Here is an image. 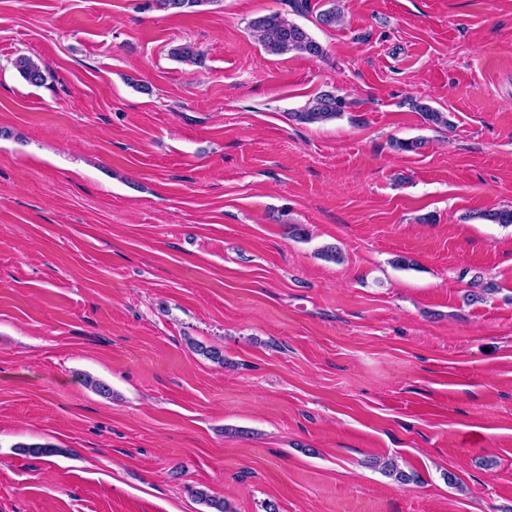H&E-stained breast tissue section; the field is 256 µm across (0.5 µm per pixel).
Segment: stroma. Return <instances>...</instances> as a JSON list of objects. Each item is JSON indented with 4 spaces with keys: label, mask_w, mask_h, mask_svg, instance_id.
I'll return each instance as SVG.
<instances>
[{
    "label": "stroma",
    "mask_w": 512,
    "mask_h": 512,
    "mask_svg": "<svg viewBox=\"0 0 512 512\" xmlns=\"http://www.w3.org/2000/svg\"><path fill=\"white\" fill-rule=\"evenodd\" d=\"M309 5L0 0V512H512V0ZM250 25L264 49L271 54L296 52L316 58L325 56L322 45L305 28L279 12L259 16ZM350 104L342 95L323 91L309 99L302 110L288 112V118L297 124L320 123L340 116Z\"/></svg>",
    "instance_id": "obj_1"
}]
</instances>
